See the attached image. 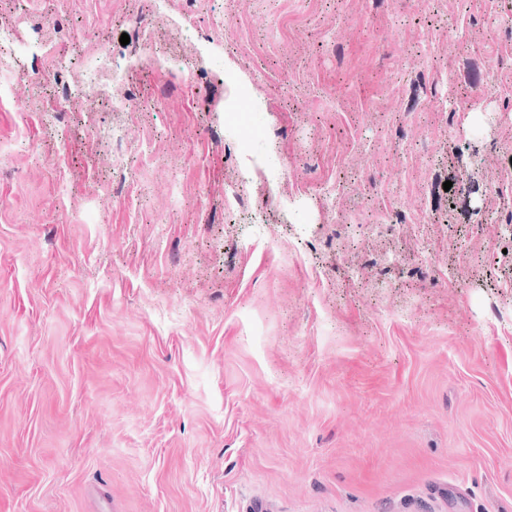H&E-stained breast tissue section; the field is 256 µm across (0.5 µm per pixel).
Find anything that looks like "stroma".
Wrapping results in <instances>:
<instances>
[{"label": "stroma", "mask_w": 512, "mask_h": 512, "mask_svg": "<svg viewBox=\"0 0 512 512\" xmlns=\"http://www.w3.org/2000/svg\"><path fill=\"white\" fill-rule=\"evenodd\" d=\"M511 30L0 0L70 88L0 78V512H512Z\"/></svg>", "instance_id": "obj_1"}]
</instances>
